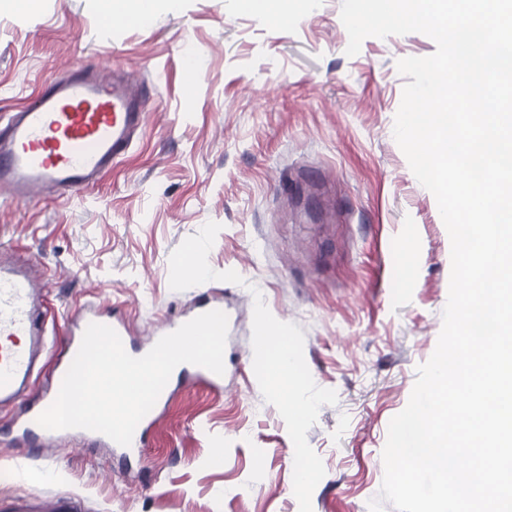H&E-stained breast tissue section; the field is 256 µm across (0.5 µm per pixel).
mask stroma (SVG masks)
I'll return each mask as SVG.
<instances>
[{"label":"stroma","mask_w":512,"mask_h":512,"mask_svg":"<svg viewBox=\"0 0 512 512\" xmlns=\"http://www.w3.org/2000/svg\"><path fill=\"white\" fill-rule=\"evenodd\" d=\"M342 0H304L275 24L241 0H159L104 18L100 0L0 9V116L49 75L119 66L149 117L94 186L0 198V249L42 267L51 288L42 367L0 407V500L74 498L77 512H299L294 446L253 371V290L304 334L316 385L335 390L307 440L325 475L313 512H369L392 417L432 356L448 300L451 245L433 194L393 135L405 57L421 33L366 38L348 56ZM194 83H187L188 67ZM208 262L241 283L169 285V257L207 222ZM228 317L224 387H175L140 454L81 435L12 434L48 392L67 329L86 310L124 323L143 351L201 299Z\"/></svg>","instance_id":"35a3bbf8"}]
</instances>
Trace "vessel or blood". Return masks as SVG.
Masks as SVG:
<instances>
[{
    "instance_id": "vessel-or-blood-1",
    "label": "vessel or blood",
    "mask_w": 512,
    "mask_h": 512,
    "mask_svg": "<svg viewBox=\"0 0 512 512\" xmlns=\"http://www.w3.org/2000/svg\"><path fill=\"white\" fill-rule=\"evenodd\" d=\"M147 102L123 74L78 69L44 79L36 99L0 121V195L17 201L39 191L61 193L95 184L130 149L145 125ZM48 277L0 261V404L18 400L44 349ZM52 403L29 405L17 432L42 438L38 416Z\"/></svg>"
}]
</instances>
